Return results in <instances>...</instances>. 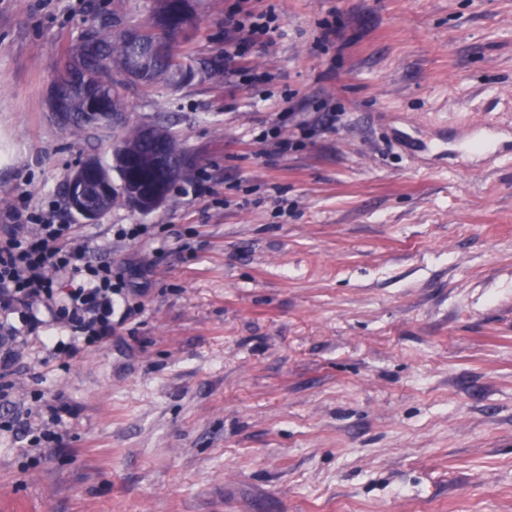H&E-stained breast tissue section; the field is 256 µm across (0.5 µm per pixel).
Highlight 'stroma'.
I'll return each instance as SVG.
<instances>
[{
	"instance_id": "35a3bbf8",
	"label": "stroma",
	"mask_w": 512,
	"mask_h": 512,
	"mask_svg": "<svg viewBox=\"0 0 512 512\" xmlns=\"http://www.w3.org/2000/svg\"><path fill=\"white\" fill-rule=\"evenodd\" d=\"M236 2L193 0L194 57ZM248 5L272 49L127 92L191 160L171 200L89 222L66 176L121 131H65L50 91L92 15L155 0H0V209L55 203L89 260L149 271L103 349L16 347L0 512H512V0ZM302 121L288 154L259 139ZM42 398L72 413L36 461Z\"/></svg>"
}]
</instances>
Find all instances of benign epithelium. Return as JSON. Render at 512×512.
Masks as SVG:
<instances>
[{"instance_id": "1", "label": "benign epithelium", "mask_w": 512, "mask_h": 512, "mask_svg": "<svg viewBox=\"0 0 512 512\" xmlns=\"http://www.w3.org/2000/svg\"><path fill=\"white\" fill-rule=\"evenodd\" d=\"M190 13L189 0H161V8L156 19L157 36L151 50L135 58L123 72V78L137 84L150 78L154 74V60L171 51L169 33L173 30L180 32L186 29ZM52 107L53 115L59 123L69 124L73 118V113L69 112V99L54 95ZM187 163L188 160L184 157L174 160V156L170 155L167 148L160 147L151 156L153 188L145 191L138 187L139 162L134 150L124 147L113 155L114 171L123 178L127 190V203L130 208L142 213L150 212L166 202L168 183L183 176ZM68 190L71 209L89 221L98 217L97 206L105 202L110 192L109 184L94 158L85 159L70 173Z\"/></svg>"}]
</instances>
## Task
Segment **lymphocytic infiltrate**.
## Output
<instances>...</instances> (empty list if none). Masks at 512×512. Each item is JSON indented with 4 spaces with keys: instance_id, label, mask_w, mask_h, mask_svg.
Returning a JSON list of instances; mask_svg holds the SVG:
<instances>
[{
    "instance_id": "1",
    "label": "lymphocytic infiltrate",
    "mask_w": 512,
    "mask_h": 512,
    "mask_svg": "<svg viewBox=\"0 0 512 512\" xmlns=\"http://www.w3.org/2000/svg\"><path fill=\"white\" fill-rule=\"evenodd\" d=\"M87 252L74 225L59 223L54 205L0 211L1 372H9L14 346L39 334V311L70 330L69 341L54 348L71 357L110 338L115 311L134 314L124 273L111 260L88 261Z\"/></svg>"
}]
</instances>
